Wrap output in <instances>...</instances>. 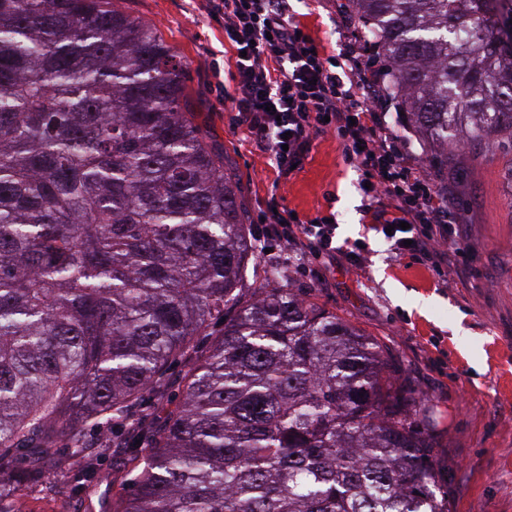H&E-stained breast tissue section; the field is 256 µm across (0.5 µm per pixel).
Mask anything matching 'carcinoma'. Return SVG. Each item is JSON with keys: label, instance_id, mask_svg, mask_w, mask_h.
<instances>
[{"label": "carcinoma", "instance_id": "obj_1", "mask_svg": "<svg viewBox=\"0 0 512 512\" xmlns=\"http://www.w3.org/2000/svg\"><path fill=\"white\" fill-rule=\"evenodd\" d=\"M107 0H0V473L122 417L213 320L119 512H449L424 400L258 255L178 55ZM437 176L512 143V0H350Z\"/></svg>", "mask_w": 512, "mask_h": 512}]
</instances>
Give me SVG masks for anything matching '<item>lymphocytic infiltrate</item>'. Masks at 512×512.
Here are the masks:
<instances>
[{"instance_id": "lymphocytic-infiltrate-1", "label": "lymphocytic infiltrate", "mask_w": 512, "mask_h": 512, "mask_svg": "<svg viewBox=\"0 0 512 512\" xmlns=\"http://www.w3.org/2000/svg\"><path fill=\"white\" fill-rule=\"evenodd\" d=\"M209 12L224 23L236 52V86L228 101L250 138L268 152L279 173L303 166L318 135L333 133L345 161L361 171L370 203L382 204L376 219L391 229L396 250L407 249L436 267L454 263L459 242L448 237L454 209L408 142L389 128L372 95L384 73L361 76L363 61L349 47L341 61L329 60L301 32L288 0H209ZM262 220L281 242L289 263L332 257L335 224L266 211Z\"/></svg>"}]
</instances>
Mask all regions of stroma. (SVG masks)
Returning a JSON list of instances; mask_svg holds the SVG:
<instances>
[{"label":"stroma","instance_id":"1","mask_svg":"<svg viewBox=\"0 0 512 512\" xmlns=\"http://www.w3.org/2000/svg\"><path fill=\"white\" fill-rule=\"evenodd\" d=\"M150 26L180 56L184 104L208 141L224 150V166L238 175L241 203L253 239L268 247L250 278L263 282L280 272L304 298L336 313L375 338L406 370L414 388L433 406L431 427L439 443V481L450 512H512V150L470 148L439 187L458 216L455 230L466 248L454 267L441 272L412 253L393 250L365 218L361 173L347 164L336 138L318 136L303 168L278 176L268 153L225 111L235 88L234 51L224 28L202 0H109ZM291 13L327 54L354 46L365 51L362 27L347 0H289ZM276 203L303 216L336 219V243L359 252L355 265L343 256L313 260L301 271L284 263L261 212ZM222 329L193 337L185 356L171 361L165 390H147L127 408V421L144 432L159 430L182 399L183 377L203 359ZM84 443L98 454V482L62 499L53 491L51 467H28L18 493H0V512H112L129 497L135 470L123 467L113 447L124 446L108 425H89L78 438L61 437L58 456L71 475L85 460Z\"/></svg>","mask_w":512,"mask_h":512}]
</instances>
